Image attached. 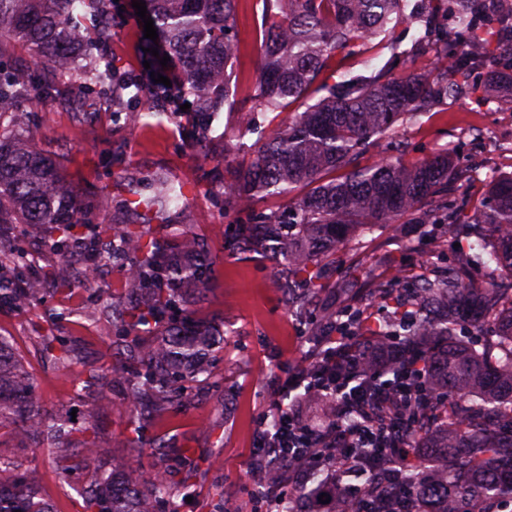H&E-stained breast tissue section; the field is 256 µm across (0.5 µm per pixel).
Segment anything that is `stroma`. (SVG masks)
Masks as SVG:
<instances>
[{"label": "stroma", "mask_w": 512, "mask_h": 512, "mask_svg": "<svg viewBox=\"0 0 512 512\" xmlns=\"http://www.w3.org/2000/svg\"><path fill=\"white\" fill-rule=\"evenodd\" d=\"M262 6V0L236 3L234 32L240 54L230 69V81L241 100L252 93L260 63ZM104 11L112 23L104 54L117 72L147 85L153 74L171 76V68L161 66L159 58L143 61V21L136 15L132 0H107ZM389 57V49L369 42L333 57L322 79L330 83L344 73L367 75ZM187 101L179 87L169 88L167 95L152 100L126 94L111 99L87 98L72 91L43 100L37 112L26 113L23 119L40 124V147L60 163L68 181L86 200L112 197L111 208L95 212L92 223H144V214L133 210L130 202L148 175L164 174L182 185L185 200L171 221L188 225L216 258L203 314L226 331V344L216 349L213 357L214 375L223 380L224 394L217 397L199 390L189 409L158 418L146 437H160L206 455V475L193 487L191 502L180 504V512H210L212 495L218 489L223 490L234 512H254L248 462L257 434L270 411L280 377L303 360L313 346V336L310 325L289 311L270 261L259 254L241 260L227 255L224 244L240 216L225 206L215 186L214 158L223 154L232 164L240 163L241 158L225 153L219 141L208 143L203 153L192 149L195 124L182 110ZM474 127L483 133L482 146L470 142L468 131ZM394 138L407 143L405 159L409 162L445 149L470 159L477 167L468 189L474 206L484 196V181L491 169L512 171V112L498 111L488 101L475 98L464 105H442L420 120L404 123ZM457 241L449 228L441 244L434 245L420 238L416 225L383 226L328 260L327 275L335 281L348 271L358 287L366 288L398 268H415L423 274L453 260ZM54 300V294L49 293L25 311L1 309L0 334L12 337L44 407L52 412L72 411L84 418L90 416V407L77 398L71 377L47 368L32 350L33 336L51 325L44 309ZM107 330V325L94 327L76 316L57 333L78 338L89 360L108 366L112 354L103 341ZM112 400L111 413L93 419L105 451L118 460L128 453L131 433L122 395L113 393ZM0 455L37 467L43 495L57 512H81L77 490L86 481L84 475L63 481L61 465L48 451L25 448L7 434L0 436Z\"/></svg>", "instance_id": "obj_1"}]
</instances>
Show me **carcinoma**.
<instances>
[{
	"label": "carcinoma",
	"mask_w": 512,
	"mask_h": 512,
	"mask_svg": "<svg viewBox=\"0 0 512 512\" xmlns=\"http://www.w3.org/2000/svg\"><path fill=\"white\" fill-rule=\"evenodd\" d=\"M101 2L0 0V263L35 265L7 225L23 224L43 238L55 258L46 276L61 296L45 313L57 323L79 313L66 303L76 286L73 264L83 265L81 282L90 284L99 264L127 263L126 288L79 314L90 324H112V375L125 384L132 446L122 464L111 465L89 428H78L68 413L47 416L22 356L1 335L0 429L72 461L61 472L65 481L90 473L80 492L83 512H178V499L194 486L204 458L194 448L148 445L142 429L186 409L192 391L219 388L206 357L221 334L197 312L213 257L182 224L87 226L93 210L109 208V198L82 200L60 164L37 146V127L3 122L7 110L34 111L54 94L57 80L77 79L98 97L112 90L142 95L137 81L107 66L82 71L79 46L86 56L90 47L81 28L87 18L102 17ZM263 2V59L253 94L240 104L228 72L239 49L232 34L236 0H145L158 34L145 47H159L179 64L183 89L196 101L191 147L221 139L227 151L255 131L247 121L235 131L217 132L214 123L225 110L280 113L301 104L259 137L248 162L224 167V202L245 215L224 249L235 258L267 257L289 310L300 317L318 292L345 287L327 282L324 266L356 237L417 219L420 236L436 243L437 225L463 226L467 249L448 266L416 278L399 268L376 284L386 316L373 319L366 306L342 325L338 314L323 311L319 328L324 334L342 326L358 354L370 342L383 347L401 337L424 355L425 380L399 367L387 371L388 383L452 400L427 410L432 432L408 435L409 448L421 451L428 467L407 470L375 499L374 512H390L392 503L408 498L416 510L407 512H498V505L512 503V172L492 179L483 204L472 210L464 190L474 168L464 157L446 151L412 165L362 160L404 123L448 100H469L479 88L500 110L512 112V0ZM402 24L415 34L411 48L401 51L392 34ZM463 37L469 45L461 53ZM376 38L389 43L395 60L433 50L436 61L404 75L390 63L368 75L347 74L321 85L319 97L312 95L336 54ZM477 75L484 77L480 85ZM182 198L180 183L155 175L135 203L166 219ZM285 198L283 207L256 208L260 201ZM41 295L42 282L34 276L0 275V307L25 309ZM34 344L58 371L68 374L81 364L65 336H37ZM73 387L96 410L112 411L102 367L83 365ZM148 449L163 452L169 465L146 468L141 458ZM323 493L332 501L328 512H353L334 481L306 491L315 501ZM0 512H55L42 498L37 468L0 456Z\"/></svg>",
	"instance_id": "carcinoma-1"
}]
</instances>
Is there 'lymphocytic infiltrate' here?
<instances>
[{"mask_svg": "<svg viewBox=\"0 0 512 512\" xmlns=\"http://www.w3.org/2000/svg\"><path fill=\"white\" fill-rule=\"evenodd\" d=\"M388 364L416 370L423 367L421 360L401 357L396 350L387 355L378 352L369 359L353 353L345 337L327 336L308 362L285 377L280 398L274 403V419L262 428L252 452L254 459L263 461L265 473L276 477L259 499L264 512H301L302 500L294 491L306 487L320 473L335 480L356 512H372L375 488L402 480L401 465L383 463L370 471L366 484L349 481L362 467L368 449L382 447L390 454L408 455L407 428L423 426L408 412L410 394L398 388L376 387ZM315 368L330 375L343 371L341 384L311 381L310 372ZM300 388L331 399L337 412L336 424L309 419L300 401L290 397Z\"/></svg>", "mask_w": 512, "mask_h": 512, "instance_id": "1", "label": "lymphocytic infiltrate"}]
</instances>
